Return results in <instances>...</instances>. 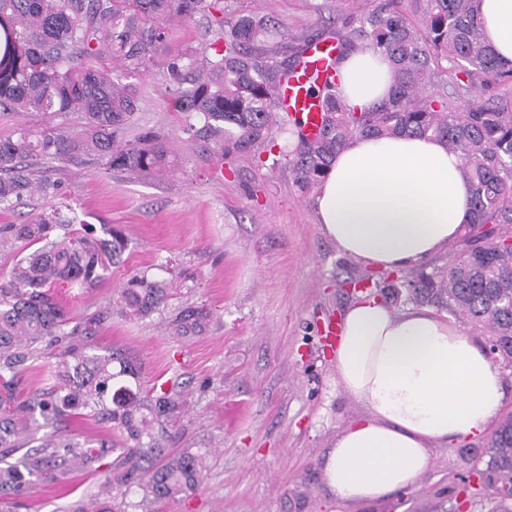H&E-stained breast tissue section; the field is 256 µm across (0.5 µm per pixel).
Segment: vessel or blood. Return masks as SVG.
Listing matches in <instances>:
<instances>
[{"mask_svg": "<svg viewBox=\"0 0 512 512\" xmlns=\"http://www.w3.org/2000/svg\"><path fill=\"white\" fill-rule=\"evenodd\" d=\"M336 41L326 38L304 47L297 64L280 84L278 108L304 116V132L314 135L322 124L321 113L315 112L305 94L309 82L323 83L335 70Z\"/></svg>", "mask_w": 512, "mask_h": 512, "instance_id": "vessel-or-blood-1", "label": "vessel or blood"}]
</instances>
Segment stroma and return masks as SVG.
I'll return each mask as SVG.
<instances>
[{
  "mask_svg": "<svg viewBox=\"0 0 512 512\" xmlns=\"http://www.w3.org/2000/svg\"><path fill=\"white\" fill-rule=\"evenodd\" d=\"M388 3L420 23L419 0H229L227 10L276 18L295 50L329 31L354 32L360 18ZM135 85L138 110L124 138L162 133L166 169L36 166V176L57 182L62 197H22L0 209V225L58 208L74 224H104L125 238L120 264L96 286L54 284L74 318L117 300L135 274L168 282L158 312L142 319L113 312L92 339L101 350L125 349L144 386L178 397L184 414L171 446L203 456L200 488L159 512H496V499L476 487L487 467L485 436L432 444L428 468L383 499L342 502L330 492L327 453L365 410L339 384L318 331L327 319L342 320L358 299L352 281L384 272L339 252L287 164H273L268 153L222 161L201 152L161 67ZM185 306L211 313L205 331L189 340L167 328ZM116 458L111 451L99 469L73 470L62 484L43 482L17 512H69L98 493Z\"/></svg>",
  "mask_w": 512,
  "mask_h": 512,
  "instance_id": "obj_1",
  "label": "stroma"
}]
</instances>
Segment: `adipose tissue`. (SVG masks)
<instances>
[{
	"label": "adipose tissue",
	"instance_id": "ef3b65f1",
	"mask_svg": "<svg viewBox=\"0 0 512 512\" xmlns=\"http://www.w3.org/2000/svg\"><path fill=\"white\" fill-rule=\"evenodd\" d=\"M484 35L512 61V0H482ZM345 102L363 109L392 82L370 50L340 67ZM471 188L459 154L428 136L357 137L337 154L315 200L318 222L340 252L383 269L437 254L468 221ZM336 375L365 417L336 438L325 465L329 490L348 502L411 485L432 443L485 434L502 408V376L468 336L427 310L397 314L365 298L347 311Z\"/></svg>",
	"mask_w": 512,
	"mask_h": 512
}]
</instances>
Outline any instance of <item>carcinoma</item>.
Returning a JSON list of instances; mask_svg holds the SVG:
<instances>
[{"mask_svg":"<svg viewBox=\"0 0 512 512\" xmlns=\"http://www.w3.org/2000/svg\"><path fill=\"white\" fill-rule=\"evenodd\" d=\"M479 0H424L416 28L395 9L365 16L354 34L336 36L337 59L369 48L392 67L388 97L362 111L344 101L341 77L307 89L323 112L314 138L303 120L277 111V88L296 60L280 58L285 33L272 19L252 13L225 17L224 0H0V110L46 119L82 114L77 131L59 125L22 124L0 137V206L27 195L47 196L59 185L32 177V167L65 161L105 170L146 172L160 168L168 147L150 135L135 143L121 132L137 109L128 79L163 65L166 88L194 141L213 154L278 151L288 161L303 194L318 188L336 154L357 136H430L460 154L471 187L470 220L496 231L512 224V63H504L485 41ZM210 14L213 38L197 47L170 40V26L196 13ZM455 72L452 100L427 92L439 63ZM485 249L467 242L466 255L448 269L417 280L386 279L381 292L431 304L457 320L489 329L502 361H512V248L506 234ZM18 243L38 248L19 259L0 285V498L26 495L36 484L57 480L71 466L87 467L105 449H120L103 488L115 494L99 512H154V506L198 490L197 454L170 448L183 407L166 391L144 392L133 360L119 349L96 352L90 340L112 318L102 308L74 323L52 295L63 281L81 288L105 278L125 241L110 227H88L73 236L65 224L41 218L1 224L0 250ZM167 288L143 272L120 296L121 312L143 318L159 311ZM210 314L180 310L168 323L172 335L202 333ZM55 349L53 389L17 399L13 379L30 367L39 345ZM66 416L91 417L116 434L100 448L57 434ZM43 431L41 447L14 462L5 456ZM487 483L501 512H512V415L504 417L487 448ZM136 483L135 499L128 487Z\"/></svg>","mask_w":512,"mask_h":512,"instance_id":"obj_1","label":"carcinoma"}]
</instances>
